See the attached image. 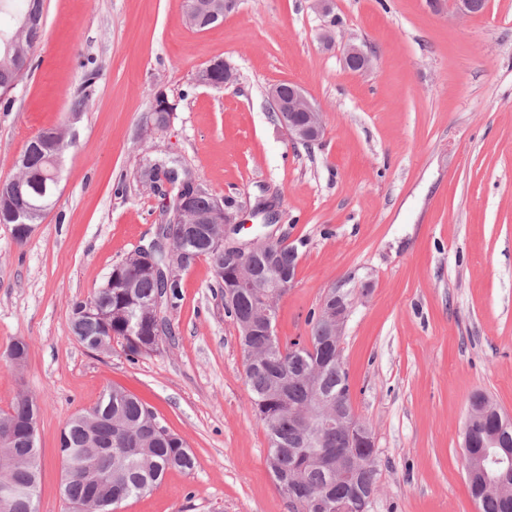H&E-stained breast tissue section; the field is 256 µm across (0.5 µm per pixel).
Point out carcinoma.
I'll use <instances>...</instances> for the list:
<instances>
[{"label": "carcinoma", "mask_w": 512, "mask_h": 512, "mask_svg": "<svg viewBox=\"0 0 512 512\" xmlns=\"http://www.w3.org/2000/svg\"><path fill=\"white\" fill-rule=\"evenodd\" d=\"M196 6L197 26L203 30L224 19V0H188ZM43 0H0V14L16 12L13 29L0 28V92L15 88L23 73L27 59L42 35ZM26 161H17L20 167L15 178L25 186L23 195L14 192L13 179L0 181V224H13L14 211L36 224L51 206L56 185L50 177L49 151L43 141H31L25 152ZM177 161L149 158L140 168L143 182L152 180L163 169L172 180L178 179ZM224 217L219 223L207 224L188 239L185 225H161L173 233L179 243L186 241L198 254L212 260L217 269V285L226 290L238 275L224 267V255L211 251L210 240L224 233ZM276 264L271 275L288 273L295 268L298 250L278 242L273 246ZM120 269L123 281L130 288L108 290L97 288L82 300L73 302L71 315L84 309L99 310L111 316L112 334H107L102 321L94 316L82 320L76 339L90 349L103 341L112 350V340H122L127 356L134 359L149 353V347L159 345L162 336L169 334L167 327L157 328L156 317L142 327L137 325L144 309L155 303L174 304L178 285L171 286L145 275L135 264L123 260ZM262 300L250 294L236 297L227 314L237 324L254 320ZM310 336L281 343L275 335L259 330L251 336L241 337L244 355L258 356L246 378L255 413L268 430L269 453L267 465L278 487L287 495L293 512H336V483L331 471L336 460L315 467H306L300 481L288 484L289 471L298 468L312 457L319 446H301V432L296 419L290 415L294 408H308L313 388L331 403L351 398L346 368L336 366L332 356L336 343L327 335L320 311L313 310L307 317ZM39 411V406L25 393L19 394L8 410L0 411V434L5 426L27 422ZM472 446L464 449L465 467L475 460L488 434L499 433L506 448H512V423L502 428L495 426L493 415L469 416L468 424ZM61 492L65 500L78 512L88 501L96 504L97 512H116L126 500L153 490L170 470L189 472L194 467V455L186 442L169 432L157 421L155 412L137 396L120 386L107 388L92 408L84 410L67 423L60 437ZM41 454L36 442L19 440L9 448L0 450V488L9 487L10 495L0 497V512H37L41 479ZM471 497L479 512H512V498H505L496 486H483L474 480L468 483ZM358 491L378 487V459L365 463L357 476Z\"/></svg>", "instance_id": "cac0c4a2"}]
</instances>
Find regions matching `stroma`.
I'll use <instances>...</instances> for the list:
<instances>
[{"label":"stroma","instance_id":"stroma-1","mask_svg":"<svg viewBox=\"0 0 512 512\" xmlns=\"http://www.w3.org/2000/svg\"><path fill=\"white\" fill-rule=\"evenodd\" d=\"M239 0L223 22L186 25L184 0H45L43 35L15 89L0 96V180L27 143L69 125L53 205L24 244L0 224V409L19 393L40 406L38 512H71L60 492V435L104 390L123 387L189 446L171 472L119 512H290L268 469L234 321L210 259L179 273L156 351L129 358L72 336L74 301L147 244L172 185L153 189L145 156L173 157L240 207L235 241L296 246L294 285L275 334H309L330 288L356 297L341 340L351 397L372 429L378 492L369 512H478L463 460L470 400L512 418V0L479 13L427 0ZM357 46L368 69L348 70ZM235 82L198 83L210 61ZM96 72L79 118L71 101ZM299 84L324 136L292 144L268 91ZM175 101L169 126L144 118L157 90ZM17 339L28 358L6 354Z\"/></svg>","mask_w":512,"mask_h":512}]
</instances>
